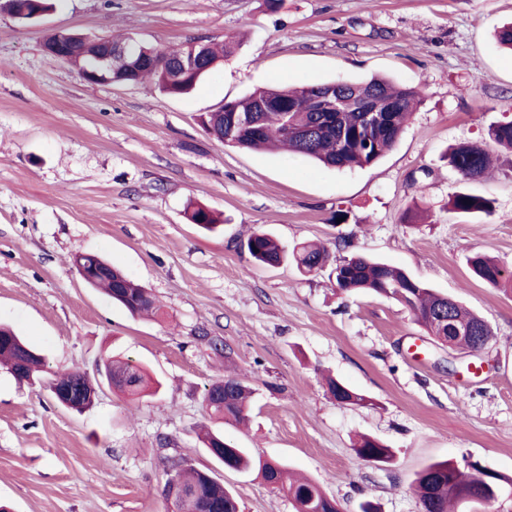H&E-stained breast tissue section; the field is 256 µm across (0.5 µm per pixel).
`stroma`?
Wrapping results in <instances>:
<instances>
[{"label": "stroma", "instance_id": "obj_1", "mask_svg": "<svg viewBox=\"0 0 512 512\" xmlns=\"http://www.w3.org/2000/svg\"><path fill=\"white\" fill-rule=\"evenodd\" d=\"M512 0H61L24 24L0 14V323L48 370L95 375L107 355L157 378L130 402L105 387L83 411L0 369V505L9 512H168L171 458L209 470L240 512H294L257 474L225 469L198 439L203 398L233 373L255 390L247 427L227 440L312 478L360 512H420L412 483L428 464L479 462L512 477V292L476 279L467 260L512 269V154L469 183L491 214L449 212L461 185L446 154L512 119V55L494 40ZM58 31L233 48L187 95L148 83L90 82L43 50ZM374 74L420 87L422 102L377 164L338 171L283 152L224 146L200 117L260 87ZM198 202L221 230L187 219ZM286 247L323 244L303 274L254 263L253 232ZM95 253L160 301L131 316L87 287L75 256ZM363 253L406 269L487 321L480 354L436 343L394 299L345 294L338 260ZM366 394L336 403L326 377ZM369 435L387 464L357 458ZM352 449L357 457L365 461L368 458H378L380 463H389L394 456L391 448L368 436H361Z\"/></svg>", "mask_w": 512, "mask_h": 512}]
</instances>
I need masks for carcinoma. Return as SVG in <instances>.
I'll return each mask as SVG.
<instances>
[{
  "mask_svg": "<svg viewBox=\"0 0 512 512\" xmlns=\"http://www.w3.org/2000/svg\"><path fill=\"white\" fill-rule=\"evenodd\" d=\"M14 15L23 19L35 12L47 13L55 8L54 0H14ZM72 55L83 69L98 66L100 46L80 34H69ZM124 46L144 58L136 72L137 81L151 78L157 87L168 94H185L201 81L195 75L176 80L173 69L186 48L172 50L128 39ZM319 89L317 85L301 88L270 87L256 89L248 95L230 101L232 111L217 110L206 114L203 126L224 140L227 147L249 151H270L279 147L289 152L311 158L327 167L337 169L364 168L377 163L401 137L407 120L420 102V91L415 86L395 84L385 78L372 77L347 82L350 96L366 98L369 108L382 118V123L371 126L365 112H339L332 119L323 112L312 111V100ZM283 101L289 112H257L260 102ZM252 117L260 133H254L251 123L233 122L234 114ZM490 143L512 153V121L498 122L486 131ZM448 164L460 176L464 187L449 200V209L459 215L490 214L493 200L472 193L465 185L484 178L492 164L486 147L478 144H460L448 153ZM189 220L206 229L217 227V218L207 207L193 206ZM251 259L259 264L274 266L286 259L302 273H312L329 260L327 249L314 244H304L287 251L273 236L257 232L244 244ZM83 262L87 268H96L89 286L98 288L124 306L133 315L155 316L159 302L146 288L136 283L119 269L96 254L78 255L73 263ZM473 274L493 288H512V270L501 267L495 260L481 255L470 258ZM336 288L345 293H369L394 298L405 305L415 321L436 340L455 332L452 346L469 351L480 348L473 337L482 336L489 342L493 336L490 326L476 314L465 309L456 299L442 295L403 269L357 254L345 258L335 267ZM0 364L6 366L15 379L29 384L42 382L45 362L25 342L16 330L0 325ZM112 381V388L132 400L158 394L161 384L152 379L145 369L130 360L108 358L96 382L85 374L71 371L57 374L47 382L52 395L73 394L65 400L66 408L81 411L91 405L90 396L97 394L100 384ZM329 391L336 400L348 405H366L369 398L357 393L338 380H329ZM252 390L235 377H226L213 383L204 401L211 416L223 422H242L247 419ZM203 448L224 467L240 472H255L267 484L287 494L293 501L295 512H340L335 499L327 496L319 485L308 479H294L282 464L270 466L260 457L252 456L246 449L238 448L224 439V435L210 428L199 435ZM357 457L366 460L378 458L382 463L393 459V451L380 441L362 436L354 444ZM179 483L192 493V497L174 504L175 512H239L235 496L224 488V483L212 479L209 473L188 465L183 459L171 461ZM484 469L477 462L467 464V471L460 470L451 461L428 465L415 481V492L420 512H454V506L467 501L493 507L503 495V488L512 487V478L499 477L484 481Z\"/></svg>",
  "mask_w": 512,
  "mask_h": 512,
  "instance_id": "cac0c4a2",
  "label": "carcinoma"
}]
</instances>
